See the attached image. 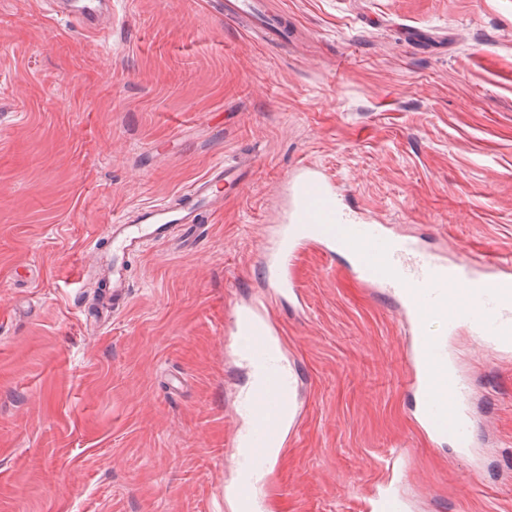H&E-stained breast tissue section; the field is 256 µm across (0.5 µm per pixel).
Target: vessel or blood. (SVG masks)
Listing matches in <instances>:
<instances>
[{
    "instance_id": "obj_1",
    "label": "vessel or blood",
    "mask_w": 512,
    "mask_h": 512,
    "mask_svg": "<svg viewBox=\"0 0 512 512\" xmlns=\"http://www.w3.org/2000/svg\"><path fill=\"white\" fill-rule=\"evenodd\" d=\"M224 16L248 19L254 34L284 38L285 17L268 13L262 0H225ZM240 174L231 165H213L200 179L186 186L180 202L144 205L135 213H123L105 234L113 254L142 249L146 242L164 244L179 230L199 225L203 208L218 207L225 189L238 186ZM290 196L302 211L327 210L330 193L318 170L302 165ZM316 244L329 255L347 254L349 270L362 284L394 295L410 337L407 358L411 384L422 395L418 425L428 435L450 440L455 448L473 447L476 428L467 404L469 383L448 367V339L429 335L427 317L447 308L454 314L449 330L466 326L487 349L512 352V263L469 261L451 263L424 250L414 239L390 233L383 224L277 225L272 241L262 252L265 292L231 313L237 336L236 355L258 379L246 395V424L232 445L246 448L250 456L239 470L238 494L242 506L252 496L251 474L264 468L267 448L282 445L287 432L283 412L295 392L286 361L271 362L269 342L279 334L270 317L283 298L297 296L299 286L291 267L305 246Z\"/></svg>"
}]
</instances>
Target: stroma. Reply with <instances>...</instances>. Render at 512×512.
<instances>
[{"label": "stroma", "instance_id": "35a3bbf8", "mask_svg": "<svg viewBox=\"0 0 512 512\" xmlns=\"http://www.w3.org/2000/svg\"><path fill=\"white\" fill-rule=\"evenodd\" d=\"M288 43L224 0H116L99 37L0 0V512H232L249 384L224 329L263 291L286 184L317 167L347 207L448 260L512 255V0H265ZM247 180L195 248L126 256L111 320L93 252L114 215L220 161ZM276 306L297 421L260 512H512V356L451 339L469 453L413 419L390 294L311 248Z\"/></svg>", "mask_w": 512, "mask_h": 512}]
</instances>
